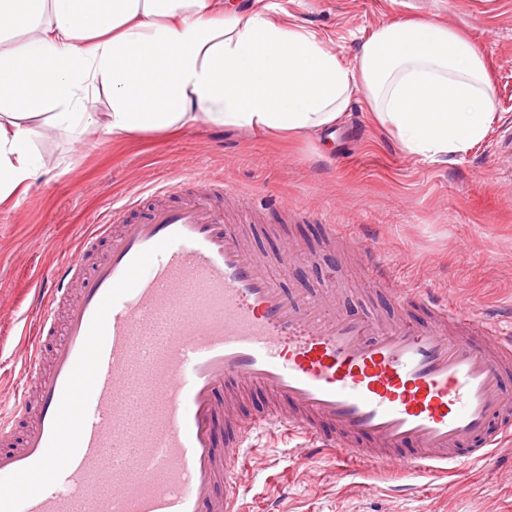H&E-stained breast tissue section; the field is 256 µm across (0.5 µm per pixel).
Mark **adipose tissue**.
I'll list each match as a JSON object with an SVG mask.
<instances>
[{
	"mask_svg": "<svg viewBox=\"0 0 512 512\" xmlns=\"http://www.w3.org/2000/svg\"><path fill=\"white\" fill-rule=\"evenodd\" d=\"M356 97L406 153L434 162L499 119L482 52L431 17L379 26L347 63L263 7L0 0V206L38 178L48 131L116 143L198 126L307 135Z\"/></svg>",
	"mask_w": 512,
	"mask_h": 512,
	"instance_id": "obj_1",
	"label": "adipose tissue"
}]
</instances>
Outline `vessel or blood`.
<instances>
[{"label":"vessel or blood","instance_id":"vessel-or-blood-1","mask_svg":"<svg viewBox=\"0 0 512 512\" xmlns=\"http://www.w3.org/2000/svg\"><path fill=\"white\" fill-rule=\"evenodd\" d=\"M210 187L182 202L168 177L146 218H132L135 198L113 208L37 288L50 349H26L0 407V512H240L247 443L273 428L305 435L303 465L323 442L419 473L512 440V315H462L381 261L372 283L392 320L345 310L332 276L285 290L291 251L274 264L252 254ZM415 306L425 323L407 317ZM247 387L268 406L241 421Z\"/></svg>","mask_w":512,"mask_h":512}]
</instances>
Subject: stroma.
I'll return each instance as SVG.
<instances>
[{"instance_id": "stroma-1", "label": "stroma", "mask_w": 512, "mask_h": 512, "mask_svg": "<svg viewBox=\"0 0 512 512\" xmlns=\"http://www.w3.org/2000/svg\"><path fill=\"white\" fill-rule=\"evenodd\" d=\"M272 13L316 33L344 61L380 25L431 16L467 34L483 52L501 115L470 151L436 164L410 157L352 100L338 127L314 136L261 140L197 128L115 144L46 137L44 175L15 206L0 208V394L23 370V326L34 320L32 289L70 255L93 219L175 173L226 187L232 223L275 258L291 245L289 288L320 287L335 269L348 310L385 313L383 293L360 270L369 258L404 281L478 316L512 305V180L501 149L512 135V0H263ZM335 218L337 230L326 225ZM299 441L273 431L244 462L243 512H512V453L466 461L455 471L413 475L393 462L336 470L324 451L305 467Z\"/></svg>"}]
</instances>
